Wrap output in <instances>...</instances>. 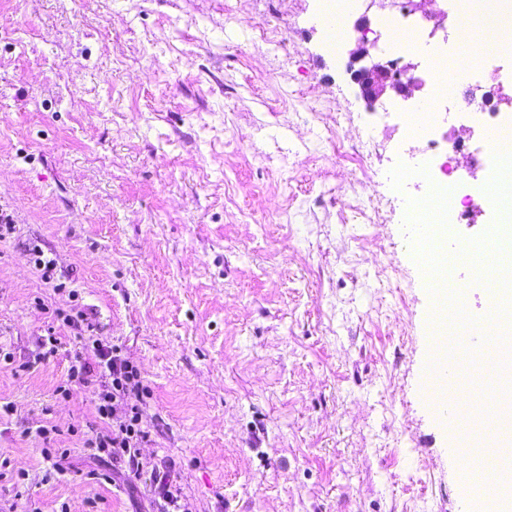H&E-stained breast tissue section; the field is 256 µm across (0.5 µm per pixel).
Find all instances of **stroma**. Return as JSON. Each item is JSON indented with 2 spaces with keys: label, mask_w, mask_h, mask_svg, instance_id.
<instances>
[{
  "label": "stroma",
  "mask_w": 512,
  "mask_h": 512,
  "mask_svg": "<svg viewBox=\"0 0 512 512\" xmlns=\"http://www.w3.org/2000/svg\"><path fill=\"white\" fill-rule=\"evenodd\" d=\"M328 6L0 0V512H165L99 479L86 441L112 423L68 378L64 311L138 368L140 456L186 512H474L468 411L421 395L400 119L346 72L379 11L356 0L333 50ZM490 223L455 225L460 283Z\"/></svg>",
  "instance_id": "35a3bbf8"
}]
</instances>
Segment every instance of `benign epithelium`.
<instances>
[{
    "label": "benign epithelium",
    "instance_id": "1",
    "mask_svg": "<svg viewBox=\"0 0 512 512\" xmlns=\"http://www.w3.org/2000/svg\"><path fill=\"white\" fill-rule=\"evenodd\" d=\"M357 33L356 48L349 52L347 73L358 88L360 98L370 110L385 95L400 101H408L423 91L425 80L416 75L419 64L400 57L395 61H383L371 54L373 42L370 19L362 15L354 25ZM478 379L495 386L503 407L512 400V332L500 335L498 359L489 361L479 372Z\"/></svg>",
    "mask_w": 512,
    "mask_h": 512
}]
</instances>
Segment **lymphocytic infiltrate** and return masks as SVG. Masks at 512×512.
<instances>
[{"mask_svg": "<svg viewBox=\"0 0 512 512\" xmlns=\"http://www.w3.org/2000/svg\"><path fill=\"white\" fill-rule=\"evenodd\" d=\"M68 378L72 381L89 382L99 377L103 390L98 395L96 407L101 419L116 421L120 434L97 433L92 445L99 452L108 454L113 462L123 464L125 472L133 479L149 477L155 493L170 507L178 505V491L167 471L148 468L139 456V448L148 434L139 425V411L133 405L134 397L143 394L144 387L137 368L122 358L117 345L84 342L70 357Z\"/></svg>", "mask_w": 512, "mask_h": 512, "instance_id": "f902f5d3", "label": "lymphocytic infiltrate"}]
</instances>
